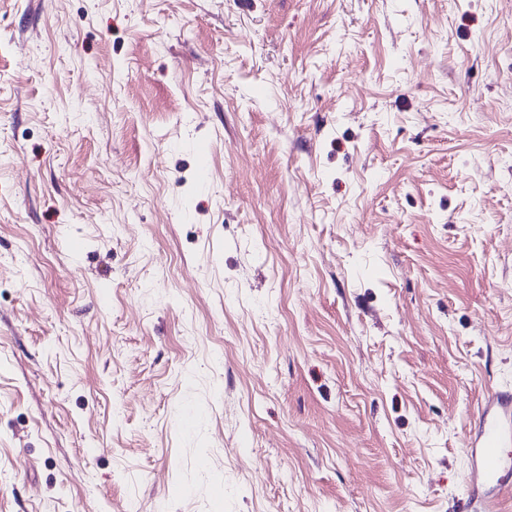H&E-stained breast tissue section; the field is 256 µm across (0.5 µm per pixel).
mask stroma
<instances>
[{"label":"stroma","instance_id":"obj_1","mask_svg":"<svg viewBox=\"0 0 512 512\" xmlns=\"http://www.w3.org/2000/svg\"><path fill=\"white\" fill-rule=\"evenodd\" d=\"M512 389V0H0V512H459Z\"/></svg>","mask_w":512,"mask_h":512}]
</instances>
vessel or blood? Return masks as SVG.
I'll return each mask as SVG.
<instances>
[{"instance_id":"b4317fda","label":"vessel or blood","mask_w":512,"mask_h":512,"mask_svg":"<svg viewBox=\"0 0 512 512\" xmlns=\"http://www.w3.org/2000/svg\"><path fill=\"white\" fill-rule=\"evenodd\" d=\"M465 512H512V392L489 390L467 434Z\"/></svg>"}]
</instances>
